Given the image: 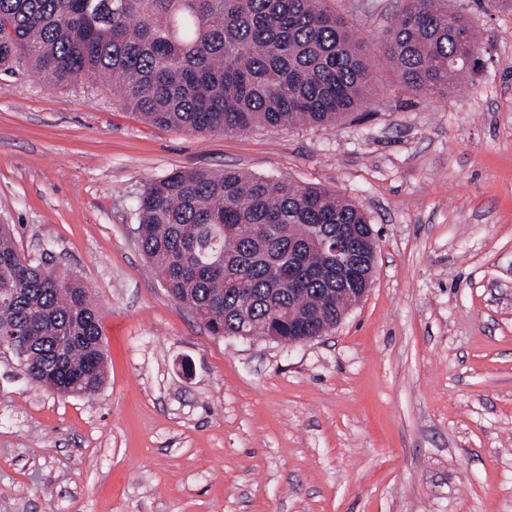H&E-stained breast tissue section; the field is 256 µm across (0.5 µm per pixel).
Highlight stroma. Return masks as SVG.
<instances>
[{"label":"stroma","instance_id":"1","mask_svg":"<svg viewBox=\"0 0 512 512\" xmlns=\"http://www.w3.org/2000/svg\"><path fill=\"white\" fill-rule=\"evenodd\" d=\"M381 78L336 126L202 135L111 87L0 80V223L96 302L101 390L0 350V512H512V0H448L481 63L429 96L380 41L402 0H325ZM317 185L377 232L373 285L307 343L213 335L155 278L138 200L175 170Z\"/></svg>","mask_w":512,"mask_h":512}]
</instances>
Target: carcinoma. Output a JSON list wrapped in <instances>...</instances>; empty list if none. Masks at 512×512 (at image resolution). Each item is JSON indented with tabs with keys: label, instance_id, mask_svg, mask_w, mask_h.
Here are the masks:
<instances>
[{
	"label": "carcinoma",
	"instance_id": "obj_1",
	"mask_svg": "<svg viewBox=\"0 0 512 512\" xmlns=\"http://www.w3.org/2000/svg\"><path fill=\"white\" fill-rule=\"evenodd\" d=\"M383 41L403 86L431 95L480 42L448 0H405ZM112 85L149 123L201 134L331 126L378 87L366 47L324 0H0V75ZM365 213L329 190L236 170L147 184L136 228L171 295L218 336L284 343L336 324L344 284L323 260ZM0 224V327L29 382L91 398L105 378L97 305L70 273L34 264Z\"/></svg>",
	"mask_w": 512,
	"mask_h": 512
}]
</instances>
